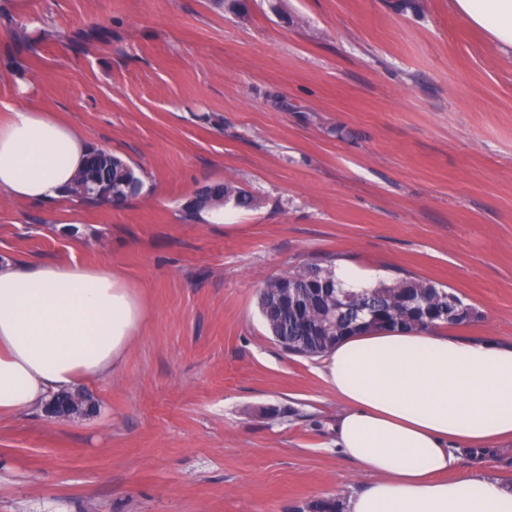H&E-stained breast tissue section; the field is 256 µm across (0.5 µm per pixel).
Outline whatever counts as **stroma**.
Listing matches in <instances>:
<instances>
[{
    "mask_svg": "<svg viewBox=\"0 0 512 512\" xmlns=\"http://www.w3.org/2000/svg\"><path fill=\"white\" fill-rule=\"evenodd\" d=\"M24 0L0 9V119L34 105L139 168L91 208L0 195V256L110 263L144 323L91 407L0 417V512H304L371 481L333 446L321 361L285 353L265 280L330 257L410 273L512 344V54L448 0ZM233 182L259 200L208 223ZM512 484V441L462 455ZM203 196H199L198 207L196 210L204 208L202 213L210 223L220 224L224 221V208L232 205L233 208L252 209L257 205L255 197L251 193L240 192L239 187L232 183L220 182L207 185Z\"/></svg>",
    "mask_w": 512,
    "mask_h": 512,
    "instance_id": "stroma-1",
    "label": "stroma"
}]
</instances>
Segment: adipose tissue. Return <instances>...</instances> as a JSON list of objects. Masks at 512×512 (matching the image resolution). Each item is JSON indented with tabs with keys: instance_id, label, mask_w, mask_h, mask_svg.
I'll return each mask as SVG.
<instances>
[{
	"instance_id": "adipose-tissue-1",
	"label": "adipose tissue",
	"mask_w": 512,
	"mask_h": 512,
	"mask_svg": "<svg viewBox=\"0 0 512 512\" xmlns=\"http://www.w3.org/2000/svg\"><path fill=\"white\" fill-rule=\"evenodd\" d=\"M512 54V0H449ZM91 146L35 107L0 121V193L61 198ZM144 322L137 293L111 265L0 260V414L33 410L115 371ZM322 374L341 405L335 443L371 483L346 512H512V486L459 473L460 451L512 438V345L436 329L349 336Z\"/></svg>"
}]
</instances>
